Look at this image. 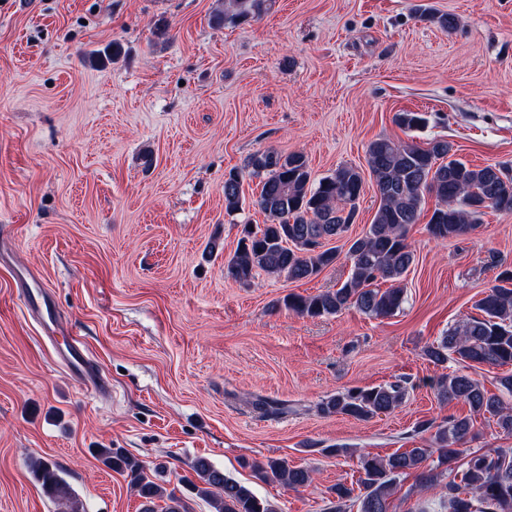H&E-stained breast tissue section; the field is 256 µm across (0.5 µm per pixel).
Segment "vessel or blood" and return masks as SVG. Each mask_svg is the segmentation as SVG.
Masks as SVG:
<instances>
[{
	"label": "vessel or blood",
	"instance_id": "vessel-or-blood-1",
	"mask_svg": "<svg viewBox=\"0 0 512 512\" xmlns=\"http://www.w3.org/2000/svg\"><path fill=\"white\" fill-rule=\"evenodd\" d=\"M22 299L28 313L35 317L44 337L55 345V356L71 377L94 392H103L104 378L95 371L88 351L78 336L61 322L51 294L29 272H22Z\"/></svg>",
	"mask_w": 512,
	"mask_h": 512
}]
</instances>
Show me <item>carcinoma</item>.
<instances>
[{"mask_svg":"<svg viewBox=\"0 0 512 512\" xmlns=\"http://www.w3.org/2000/svg\"><path fill=\"white\" fill-rule=\"evenodd\" d=\"M264 2L224 0V9L213 20L220 25L227 19L258 14ZM394 121L410 131L428 124L422 112H399ZM367 164L380 204L369 230L350 243L347 279L335 290L284 296L279 305L288 312L322 317L354 306L383 317L399 310L405 299L402 282L414 262L408 232L418 223L427 193L437 199L426 224L429 235L437 241L470 235L479 227L486 208L512 213V175L506 174L512 167H474L456 157L454 144L446 138H432L423 146L381 137L369 143ZM245 170L260 179L257 205L266 215V223L256 228L242 225L237 248L227 263L228 275L242 284L250 283L259 270L301 281L332 265L337 252L325 247V242L342 235L354 222L363 192V173L353 166H341L315 183L303 153L283 155L274 150L251 154ZM240 183V174L234 171L224 179L228 213L242 210ZM383 283L388 287H381ZM475 308L480 316H468L424 348L429 361L444 364L452 356L460 364L512 365V269L499 272L496 284L483 293ZM434 388L440 403L461 400L468 404L471 415L419 422L415 432L430 434L426 448H409L383 459L360 457L359 494L342 483L329 487V512H352L354 507L357 512H390L397 479L413 472L415 487L420 490L444 483L443 506L447 512H512V448L479 453L465 447L480 416L493 420L501 433L512 436V406L488 393L479 380L457 371L441 376ZM406 395L407 386L402 380L356 387L326 398L319 411L325 416L366 421L392 412ZM435 452L439 465L425 466ZM96 454L108 468L129 477L142 499V512H155V501L164 499L165 512H189L174 491L153 481L145 466L123 449L98 448ZM461 456L466 462L460 481L443 482ZM191 469L197 477V481L190 482L192 491L209 500L215 512H277L270 501L258 498L207 460H196ZM32 470L49 496L60 501L67 512H78L70 487L51 463L35 461ZM254 470L263 481H276L293 489L313 483V470L293 466L285 458L256 464Z\"/></svg>","mask_w":512,"mask_h":512,"instance_id":"1","label":"carcinoma"}]
</instances>
